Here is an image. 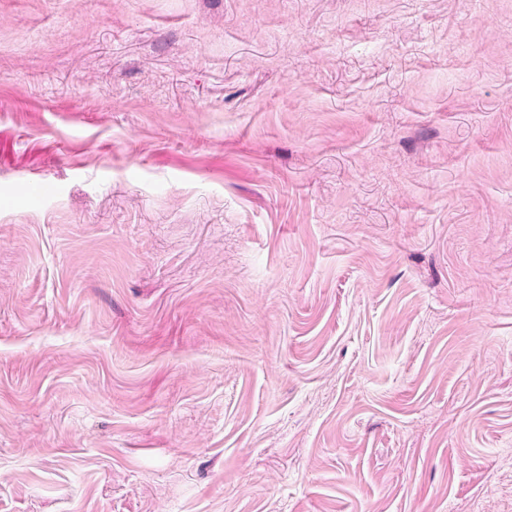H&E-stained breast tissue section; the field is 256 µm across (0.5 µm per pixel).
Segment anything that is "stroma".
<instances>
[{
	"mask_svg": "<svg viewBox=\"0 0 512 512\" xmlns=\"http://www.w3.org/2000/svg\"><path fill=\"white\" fill-rule=\"evenodd\" d=\"M0 512H512V0H0Z\"/></svg>",
	"mask_w": 512,
	"mask_h": 512,
	"instance_id": "35a3bbf8",
	"label": "stroma"
}]
</instances>
